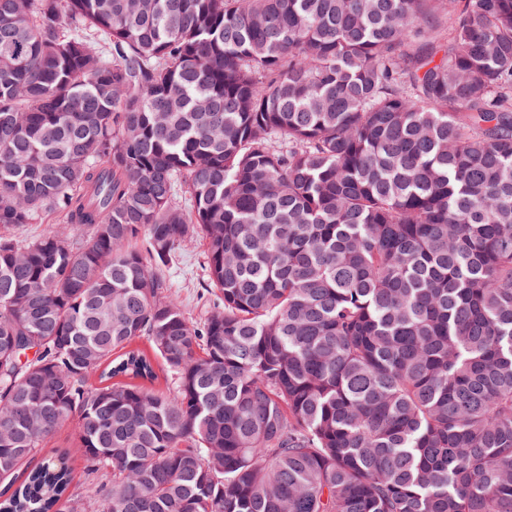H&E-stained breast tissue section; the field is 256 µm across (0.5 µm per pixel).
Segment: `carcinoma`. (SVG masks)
<instances>
[{
	"label": "carcinoma",
	"instance_id": "1",
	"mask_svg": "<svg viewBox=\"0 0 512 512\" xmlns=\"http://www.w3.org/2000/svg\"><path fill=\"white\" fill-rule=\"evenodd\" d=\"M0 512H512V0H0ZM62 223L57 213L46 212L35 224H26L24 227L10 231V234L18 240H25L35 236H41L49 230H56ZM203 251L204 246L199 239L186 241L166 272L172 291L192 322L204 317L210 309V298L217 293L216 289L206 287L203 281Z\"/></svg>",
	"mask_w": 512,
	"mask_h": 512
}]
</instances>
